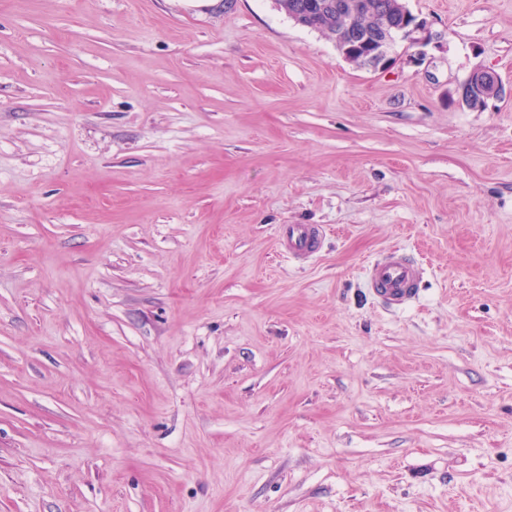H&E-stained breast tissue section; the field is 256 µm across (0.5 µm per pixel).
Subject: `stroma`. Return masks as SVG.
I'll return each instance as SVG.
<instances>
[{
    "label": "stroma",
    "mask_w": 512,
    "mask_h": 512,
    "mask_svg": "<svg viewBox=\"0 0 512 512\" xmlns=\"http://www.w3.org/2000/svg\"><path fill=\"white\" fill-rule=\"evenodd\" d=\"M405 3L374 69L274 0H0V512H512V0ZM501 92V82L498 75L490 70L479 69L474 71L463 83L459 91V100L463 103L464 96L470 100L468 108H481L490 98ZM321 233L319 228L313 226L290 224L285 229L282 245L291 254H311L319 246ZM422 268L409 257L393 253L373 264L368 271V284L374 294L389 306H405L417 295Z\"/></svg>",
    "instance_id": "obj_1"
}]
</instances>
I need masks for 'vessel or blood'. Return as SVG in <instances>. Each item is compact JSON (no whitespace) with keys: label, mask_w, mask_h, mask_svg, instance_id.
<instances>
[{"label":"vessel or blood","mask_w":512,"mask_h":512,"mask_svg":"<svg viewBox=\"0 0 512 512\" xmlns=\"http://www.w3.org/2000/svg\"><path fill=\"white\" fill-rule=\"evenodd\" d=\"M321 231L305 224L287 226L283 236L284 248L292 254L306 255L319 246ZM422 277V268L409 257L393 254L373 264L368 271V284L374 294L390 306H405L417 295V284Z\"/></svg>","instance_id":"vessel-or-blood-1"}]
</instances>
